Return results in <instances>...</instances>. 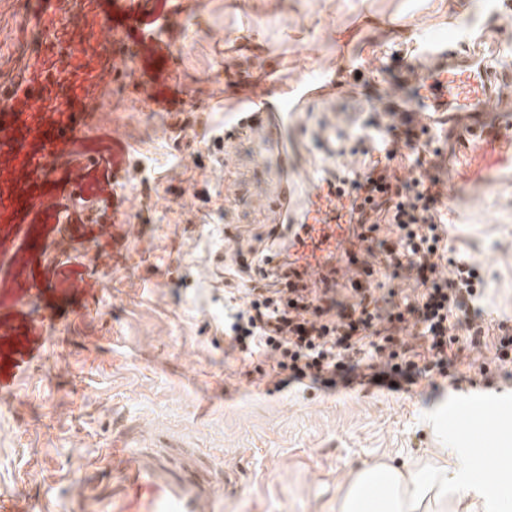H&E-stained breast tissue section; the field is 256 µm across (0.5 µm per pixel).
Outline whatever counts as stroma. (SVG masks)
<instances>
[{
    "label": "stroma",
    "mask_w": 512,
    "mask_h": 512,
    "mask_svg": "<svg viewBox=\"0 0 512 512\" xmlns=\"http://www.w3.org/2000/svg\"><path fill=\"white\" fill-rule=\"evenodd\" d=\"M95 31L101 15L138 44L134 68L163 106L142 114L126 99L114 139H87L99 171L127 161L136 184L124 211L116 185L96 196L75 191L74 157L56 156L43 176L14 168L0 151L10 191L0 193V326L13 336H48L51 352L14 397L0 398V491L47 506L113 448L156 444L204 448L239 477L226 512H338L343 489L364 465L401 467L435 448H512V413H473L448 390L449 376L507 386L495 366L492 336L448 352L449 375L431 373L407 391L328 392L249 377L231 349L228 317L262 275L238 271L250 246L267 237L276 160L260 139L224 148L238 89L225 71L254 83L293 88L330 75L336 125L322 132L324 107L302 109L288 142L299 168L320 160L328 171L363 164L354 147L363 127L411 94L390 71L422 65L432 39L470 46L495 27L512 46V0H71ZM164 15V32L140 31ZM202 38L192 39V29ZM0 96L14 98V137L32 154L43 143L20 121L29 104L14 86L47 93L44 54H16L18 0H0ZM114 89L112 54L73 100L78 127ZM448 244L478 266L484 316L512 317V185L466 190L448 213Z\"/></svg>",
    "instance_id": "1"
}]
</instances>
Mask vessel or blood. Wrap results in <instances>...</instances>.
<instances>
[{"label": "vessel or blood", "mask_w": 512, "mask_h": 512, "mask_svg": "<svg viewBox=\"0 0 512 512\" xmlns=\"http://www.w3.org/2000/svg\"><path fill=\"white\" fill-rule=\"evenodd\" d=\"M106 43L118 55L123 76L132 73L137 58L124 32L108 30ZM434 63L425 74L406 70L405 82L418 86L425 108L415 113L416 129L435 131L448 126L456 133V163L437 191L454 205L462 186L497 188L512 174V114L487 111L485 102L497 87L512 83V65L486 66L474 52L446 46L431 47ZM327 81L306 84L294 93L265 90L263 96L242 99L237 120L225 138L253 134L278 151L280 179L273 221L288 227L287 252L304 274L324 273L346 262L343 245L351 235L347 196L338 192L335 175H313V188L296 201L293 162L285 147L289 111L322 95ZM57 124L40 129L46 146L41 155L16 145L7 128H0V147L10 148L21 167L42 168L57 152L67 151L77 136L67 104H59ZM48 345L42 336H0V395L13 393L44 360ZM473 408H512L502 392L469 395ZM230 472L197 448H116L104 470L82 478L65 498L64 512H224L231 487Z\"/></svg>", "instance_id": "b4317fda"}]
</instances>
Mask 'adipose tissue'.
<instances>
[{
  "mask_svg": "<svg viewBox=\"0 0 512 512\" xmlns=\"http://www.w3.org/2000/svg\"><path fill=\"white\" fill-rule=\"evenodd\" d=\"M512 492V454L502 453L494 482L468 456L444 448L403 469L384 461L365 465L348 482L340 512H493Z\"/></svg>",
  "mask_w": 512,
  "mask_h": 512,
  "instance_id": "1",
  "label": "adipose tissue"
}]
</instances>
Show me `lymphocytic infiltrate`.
Listing matches in <instances>:
<instances>
[{
    "label": "lymphocytic infiltrate",
    "mask_w": 512,
    "mask_h": 512,
    "mask_svg": "<svg viewBox=\"0 0 512 512\" xmlns=\"http://www.w3.org/2000/svg\"><path fill=\"white\" fill-rule=\"evenodd\" d=\"M393 154L370 161L353 176L356 196L371 200L359 217L361 250H349L359 276L350 283L356 302L340 301L336 290L309 288L283 273L276 288H250L246 309L233 314L232 345L246 358L274 360L289 382L310 380L330 390L365 386L397 391L431 372L446 374L448 351L461 333L480 338L483 326L468 316L481 285L476 267L450 257L444 206L424 177L409 179L392 168ZM380 252L386 276L409 274L418 290L413 299L373 305L368 290L376 267L361 254ZM449 263L451 277L439 268ZM418 327L422 351L401 343L408 326Z\"/></svg>",
    "instance_id": "lymphocytic-infiltrate-1"
}]
</instances>
